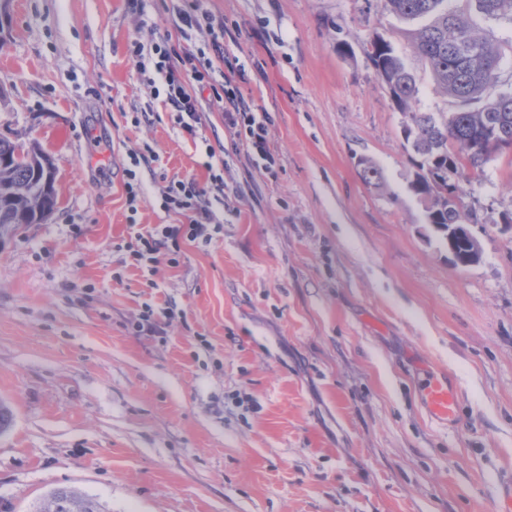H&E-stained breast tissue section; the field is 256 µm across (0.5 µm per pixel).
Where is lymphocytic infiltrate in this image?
<instances>
[{"label":"lymphocytic infiltrate","mask_w":512,"mask_h":512,"mask_svg":"<svg viewBox=\"0 0 512 512\" xmlns=\"http://www.w3.org/2000/svg\"><path fill=\"white\" fill-rule=\"evenodd\" d=\"M130 53L139 71L148 73V85H161L164 105L175 112L177 124L190 138H198L203 127L197 91L217 86L212 104L224 114L232 151L271 169L275 158L270 146V118L267 113L253 111L233 79L225 76L224 53L219 43H212L207 55H181L169 41L145 44L136 40ZM227 190L223 175L215 173L203 183L192 177L170 179L161 193L162 207L183 216V223L157 224L135 232L123 246L126 265L139 268L160 261L178 265L185 244L211 240L214 233L222 230L223 222L206 198L211 194L226 195Z\"/></svg>","instance_id":"f902f5d3"}]
</instances>
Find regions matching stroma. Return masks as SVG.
<instances>
[{"mask_svg":"<svg viewBox=\"0 0 512 512\" xmlns=\"http://www.w3.org/2000/svg\"><path fill=\"white\" fill-rule=\"evenodd\" d=\"M182 10L223 19L274 173L225 156L211 90L192 140L133 62L136 40L210 43L179 36ZM406 29L379 0H9L0 136L50 154L58 203L0 249V512L57 487L109 512H494L512 473V154L467 185L483 259L454 266L408 190L409 118L363 51L379 32L415 64ZM212 168L236 189L212 204L223 230L178 266H122L131 225L182 221L160 189ZM148 304L177 313L162 337L132 331ZM424 366L455 379L457 427L421 408Z\"/></svg>","mask_w":512,"mask_h":512,"instance_id":"35a3bbf8","label":"stroma"}]
</instances>
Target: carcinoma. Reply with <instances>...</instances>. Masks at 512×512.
Wrapping results in <instances>:
<instances>
[{"mask_svg": "<svg viewBox=\"0 0 512 512\" xmlns=\"http://www.w3.org/2000/svg\"><path fill=\"white\" fill-rule=\"evenodd\" d=\"M384 11L411 26L408 30L415 57L434 84L455 102L451 112H418L416 71L392 42L375 34L365 53L395 106L410 116L404 138L415 154L416 171L409 187L414 195L426 194L431 205L424 210L442 236L448 225L477 223L464 203L466 173L481 176L489 162L488 135L512 143V90L499 89L500 47L489 42L470 24L475 14L485 20H512V0H381ZM43 157L34 141L25 143L0 136V233L21 224H38L57 204L54 177L22 156ZM362 180L380 185V170L359 161ZM37 193H32V190ZM459 206L448 208V196ZM35 512H105L103 505L76 488L47 492Z\"/></svg>", "mask_w": 512, "mask_h": 512, "instance_id": "carcinoma-1", "label": "carcinoma"}]
</instances>
